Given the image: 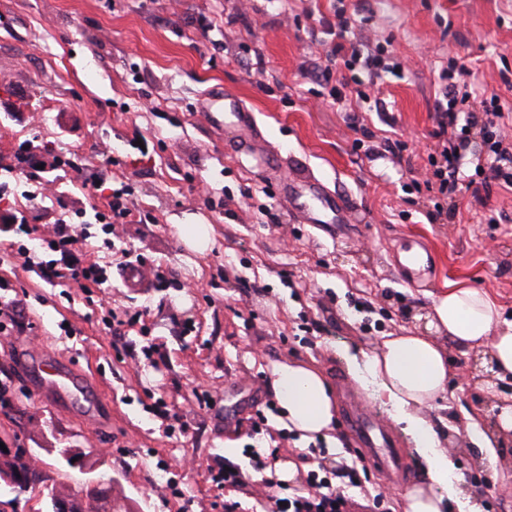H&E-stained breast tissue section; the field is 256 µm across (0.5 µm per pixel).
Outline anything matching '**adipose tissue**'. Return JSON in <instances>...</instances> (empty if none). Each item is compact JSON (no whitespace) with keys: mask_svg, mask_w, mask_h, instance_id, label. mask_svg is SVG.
Returning <instances> with one entry per match:
<instances>
[{"mask_svg":"<svg viewBox=\"0 0 512 512\" xmlns=\"http://www.w3.org/2000/svg\"><path fill=\"white\" fill-rule=\"evenodd\" d=\"M434 316L439 329L472 349L490 348L498 379L512 376V321L503 319L495 301L474 288L448 287L437 297ZM348 372L369 397L387 406L402 423L416 453L423 459L424 482L403 496V512H443L445 500H458L453 461L440 450L425 410L448 394V356L425 336H387L377 350L346 353ZM271 389L281 409L275 426L298 435L301 443H333L336 400L321 369L306 363L276 362Z\"/></svg>","mask_w":512,"mask_h":512,"instance_id":"obj_1","label":"adipose tissue"}]
</instances>
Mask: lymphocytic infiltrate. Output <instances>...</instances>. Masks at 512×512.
Returning <instances> with one entry per match:
<instances>
[{"label": "lymphocytic infiltrate", "instance_id": "f902f5d3", "mask_svg": "<svg viewBox=\"0 0 512 512\" xmlns=\"http://www.w3.org/2000/svg\"><path fill=\"white\" fill-rule=\"evenodd\" d=\"M333 20H322L324 34L331 40L325 51V65L319 70L322 82L328 83L329 96L336 104H343L346 89H353L359 101L373 102L376 111H384L382 101L372 100L369 91L382 74L401 76V63L388 62L383 46L358 37L352 15L345 0H335ZM343 63L346 73L341 79H332L336 63ZM472 71L464 61L450 59L440 74V92L435 102L433 138L438 145L429 154L428 163L440 194L455 192L458 187L462 152L469 145L466 128L475 124L476 112H483L484 143L490 153L487 181L512 189V147L503 144L505 138L502 120L503 108L498 94L478 95L471 80ZM81 238L72 233L69 224L59 226L56 236L48 240L49 250L57 257L39 266L41 278L53 284L89 283L103 285L108 280L105 266L86 261L80 246ZM306 492L275 497L272 512H347L344 496L329 492L327 480L318 473L308 475Z\"/></svg>", "mask_w": 512, "mask_h": 512}]
</instances>
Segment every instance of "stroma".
Returning <instances> with one entry per match:
<instances>
[{
  "mask_svg": "<svg viewBox=\"0 0 512 512\" xmlns=\"http://www.w3.org/2000/svg\"><path fill=\"white\" fill-rule=\"evenodd\" d=\"M374 41L390 40L405 70L382 86L404 161L355 152L356 126L381 131L373 112H344L319 96V35L295 21L300 0H0V442L28 448L55 487L79 469L56 467V451L102 449L97 469L112 512H269L281 489L304 492L308 472L334 469L355 441L313 452L272 427L270 369L276 361L319 367L332 386L351 382L345 350L374 351L383 337L424 334L451 363L441 447L459 484L486 512H512V444L484 460L473 430L498 427L512 405V379L488 386L477 352L449 341L433 302L453 284L486 292L512 321V191L497 185L458 199L416 191L433 144L438 75L449 58L469 61L479 85L497 93L512 131V0H350ZM258 48L244 53L243 45ZM226 90L253 112L274 169L254 168L224 145L200 103ZM29 146L40 165L18 157ZM76 169L55 167L61 156ZM315 175L345 197L362 224H303L274 190L283 175ZM43 197L29 201L32 186ZM131 190L134 222L99 223L111 189ZM25 217L36 260L62 221L81 224L86 260L111 259L107 284L53 286L16 258V217ZM179 224H208L214 245L189 250ZM418 242L432 253L428 278L403 277L394 254ZM141 256L144 276L123 280V251ZM120 330H113V319ZM69 365L74 381L42 392L44 358ZM409 462L390 484L365 467L344 491L348 512H403L402 495L424 463L388 409ZM295 463L287 484L254 471ZM240 466L246 479L217 488L214 474ZM381 504H374L375 494Z\"/></svg>",
  "mask_w": 512,
  "mask_h": 512,
  "instance_id": "obj_1",
  "label": "stroma"
}]
</instances>
